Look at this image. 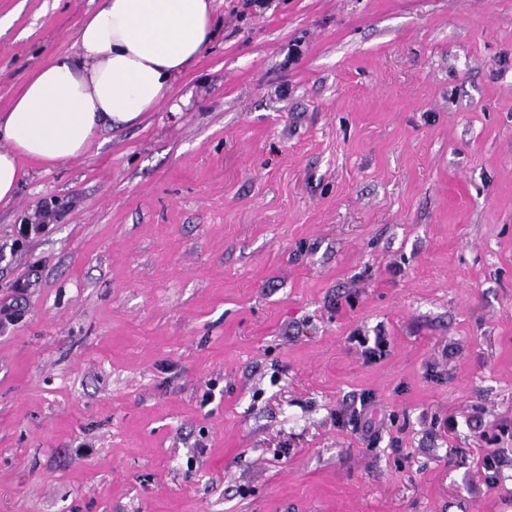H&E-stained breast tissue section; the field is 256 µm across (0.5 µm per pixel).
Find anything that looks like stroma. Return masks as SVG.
Returning <instances> with one entry per match:
<instances>
[{
    "label": "stroma",
    "instance_id": "1",
    "mask_svg": "<svg viewBox=\"0 0 512 512\" xmlns=\"http://www.w3.org/2000/svg\"><path fill=\"white\" fill-rule=\"evenodd\" d=\"M97 4L0 0V113ZM215 9L0 204V512H512V0ZM373 396L371 393H363L359 398L360 408L355 407L352 411L350 422L354 431L372 437L375 435V423L371 420L370 411L373 409Z\"/></svg>",
    "mask_w": 512,
    "mask_h": 512
}]
</instances>
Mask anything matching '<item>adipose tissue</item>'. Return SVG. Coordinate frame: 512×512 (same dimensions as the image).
<instances>
[{
	"label": "adipose tissue",
	"mask_w": 512,
	"mask_h": 512,
	"mask_svg": "<svg viewBox=\"0 0 512 512\" xmlns=\"http://www.w3.org/2000/svg\"><path fill=\"white\" fill-rule=\"evenodd\" d=\"M214 36V0H100L75 52L37 64L0 115V202L17 196L23 163L74 160L102 130L156 111Z\"/></svg>",
	"instance_id": "1"
}]
</instances>
